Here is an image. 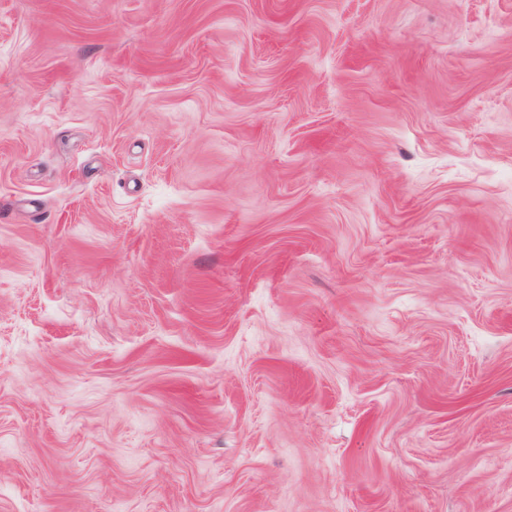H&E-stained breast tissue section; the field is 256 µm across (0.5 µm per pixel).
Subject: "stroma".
<instances>
[{
    "label": "stroma",
    "instance_id": "obj_1",
    "mask_svg": "<svg viewBox=\"0 0 512 512\" xmlns=\"http://www.w3.org/2000/svg\"><path fill=\"white\" fill-rule=\"evenodd\" d=\"M0 512H512V0H0Z\"/></svg>",
    "mask_w": 512,
    "mask_h": 512
}]
</instances>
